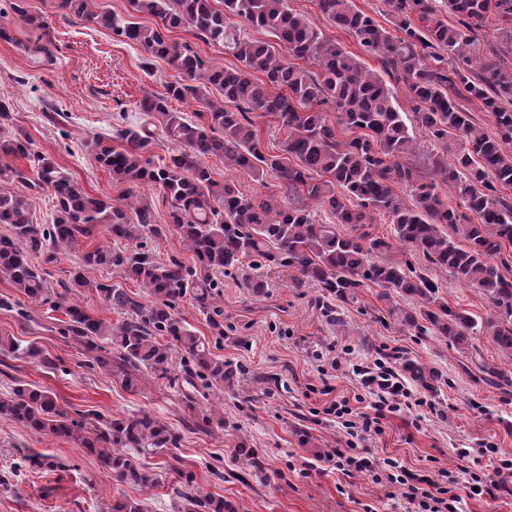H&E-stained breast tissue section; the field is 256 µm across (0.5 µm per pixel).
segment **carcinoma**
<instances>
[{
	"label": "carcinoma",
	"instance_id": "carcinoma-1",
	"mask_svg": "<svg viewBox=\"0 0 512 512\" xmlns=\"http://www.w3.org/2000/svg\"><path fill=\"white\" fill-rule=\"evenodd\" d=\"M23 2L16 0L14 12L41 31L38 44L28 51L49 61L54 32L21 6ZM53 2L61 17L73 14L109 29L182 75L166 86L165 94L140 101L143 125L95 140L96 161L130 184L118 204L86 194L34 148L26 133L6 131L12 105L0 99V158L29 162L26 170L0 162V224L10 226V234L0 236V272L28 300L48 302L65 315L60 335L91 353L104 343L112 346L118 358L116 376L124 387H135L136 372L142 369L168 377L174 346L184 354L183 379L192 388L184 398L190 407L201 387L222 392L251 381L265 382L244 364L216 356L208 341L176 316L178 302L190 292L199 307L209 311L219 298L220 276L242 270L245 258L252 259L253 273L244 281L256 296L269 288L256 270L269 264L287 267L297 272L293 287L320 289L322 313L334 321L336 301L352 300L359 289L373 284L383 289L384 300H418L420 308L404 312L402 318V324L418 334L443 336L466 352L473 347L470 336L484 331L512 362V201L506 195L512 189V70L497 53L472 58L490 15L512 20V0H444L457 19L455 25L438 17L431 0H386L399 36L355 9L351 0H316L326 21L348 32L377 59V71L324 36L306 16L288 9L286 0H221L220 8L215 0H130L134 12L156 18L153 28L94 13L87 0ZM414 16L422 26L412 21ZM242 22L267 32L272 40L249 37L240 28ZM181 28L206 44L223 47L241 67H209L190 45L167 36ZM447 53L467 71L477 65L474 78L458 67L448 68ZM389 80L403 83L417 102L415 124L424 138L445 149L448 139L458 141L453 162L434 153L428 172L413 164L419 138L395 106ZM215 91L219 102L211 98ZM467 96L490 112L494 134L477 128L461 107L459 100ZM188 97L202 104L194 120L168 104ZM324 105L334 107L338 125L353 133L352 138L336 137ZM256 114L273 117L285 131L278 152L261 146ZM157 130L180 147L161 165L147 157ZM211 156L224 157V165L234 169L276 175L288 189V200L270 197L258 202L231 182H216L204 164ZM16 182L35 192L51 191V223L32 222L28 197L12 190ZM147 184L170 199L168 225L193 253V264L175 257L160 262L142 246L132 253L122 247L162 233L151 206L137 193ZM444 186L455 192L456 205L440 197L438 188ZM338 188L347 197L336 195ZM404 188L411 191L409 203L399 194ZM313 203L325 206L330 223L316 218ZM377 215L388 217L396 240L417 250L434 269L481 291L492 314L478 323L466 312L452 310L440 301L438 283L410 256L375 259L392 249L368 230ZM98 224L112 237V245L84 253L70 281L62 284L64 292L51 298L32 260L42 256L47 263L55 261L56 251ZM335 224L349 226L350 234H336ZM103 265L121 268L145 289L150 303L83 273ZM84 291L97 295L124 319L112 323L96 318L69 298ZM163 336L168 337L164 343ZM0 355L27 357L49 370L57 367L37 345L23 346L8 334L0 336ZM404 368L417 386L435 389L436 371L409 360ZM0 415L35 434L77 441L95 455L102 471L141 489L153 488L157 474L131 460L126 449L143 456L164 454L168 467L177 471L184 463L183 435L148 412L122 417L72 412L54 393L17 380L10 394L0 397ZM236 455L251 473L263 470L264 456L246 441L238 443ZM182 498L181 512H233L222 497L196 493Z\"/></svg>",
	"mask_w": 512,
	"mask_h": 512
}]
</instances>
